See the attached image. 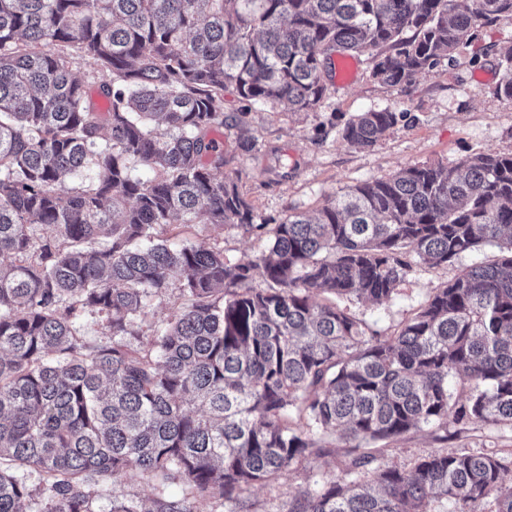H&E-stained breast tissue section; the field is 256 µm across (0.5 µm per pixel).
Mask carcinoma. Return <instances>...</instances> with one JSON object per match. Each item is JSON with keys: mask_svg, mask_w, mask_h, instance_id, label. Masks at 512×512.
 <instances>
[{"mask_svg": "<svg viewBox=\"0 0 512 512\" xmlns=\"http://www.w3.org/2000/svg\"><path fill=\"white\" fill-rule=\"evenodd\" d=\"M448 2L0 0V257L13 258L0 265V512H26L25 471L46 484L40 512H98L93 476L130 471L178 476L190 496L146 510L112 493L109 512H201L216 495L237 512L249 487L335 442L354 451L343 475L287 512H512V455L440 450L401 470L358 452L450 416L512 426V153L404 166L272 224L209 137L228 86L315 110L337 52L366 56L391 87L461 53L479 62V29L512 20V0ZM499 66L512 102V48ZM400 117L360 112L342 137L371 147ZM188 224H233L265 249L231 264L177 242ZM481 245L498 253L387 339L316 300L382 304L413 265ZM171 288L181 307L134 348L149 298ZM87 313L106 317L109 341L79 336ZM451 375L470 387L461 403Z\"/></svg>", "mask_w": 512, "mask_h": 512, "instance_id": "1", "label": "carcinoma"}]
</instances>
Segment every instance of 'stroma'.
<instances>
[{"mask_svg":"<svg viewBox=\"0 0 512 512\" xmlns=\"http://www.w3.org/2000/svg\"><path fill=\"white\" fill-rule=\"evenodd\" d=\"M483 42L487 54L480 63L463 57L456 66H439L403 87L377 83L365 62L357 61L350 81H329L325 99L312 112L251 109L232 90H225L226 122L215 132L216 139L224 143L225 175L234 179L258 215L278 219L291 212L313 213L349 188L403 166L450 165L476 153H512V103L495 93L501 79L496 60L512 48V20L485 28ZM385 107L400 112L402 118L374 146L358 148L341 138L339 130L350 117ZM244 135L256 139V150L238 149L237 141ZM183 239L207 248L221 247L231 263L256 257L264 248L262 241L229 224H194L185 229ZM493 252V247L486 246L453 266L415 268L387 303L342 299L338 305L379 336H391L426 303L434 288L458 269L481 262ZM181 303L174 288L152 298L139 319V347H146ZM441 448L501 455L512 450V428L452 423L441 431L425 426L386 442L381 460L408 470ZM348 456V449L336 447L330 454L308 457L275 482L249 488L245 496L252 512H286L293 497L340 475ZM106 486L135 495L146 507L158 494L180 498L189 492L182 480L135 473L116 475Z\"/></svg>","mask_w":512,"mask_h":512,"instance_id":"obj_1","label":"stroma"}]
</instances>
